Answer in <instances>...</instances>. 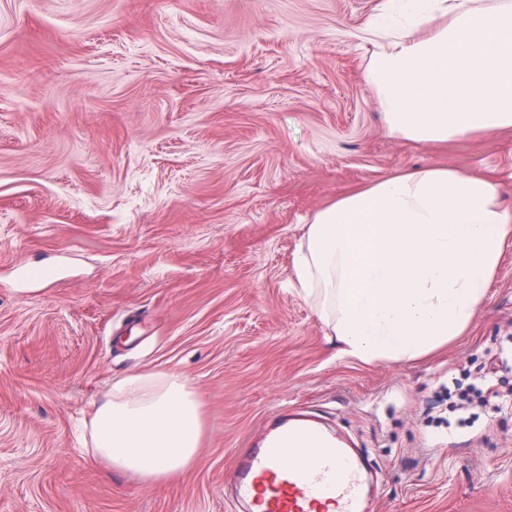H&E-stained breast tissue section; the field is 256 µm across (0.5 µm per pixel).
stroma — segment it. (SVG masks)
I'll return each mask as SVG.
<instances>
[{"instance_id":"1","label":"stroma","mask_w":512,"mask_h":512,"mask_svg":"<svg viewBox=\"0 0 512 512\" xmlns=\"http://www.w3.org/2000/svg\"><path fill=\"white\" fill-rule=\"evenodd\" d=\"M384 0H0V512H241L232 457L283 412L367 453L371 512H512V242L462 336L340 359L294 288L303 223L390 173L460 166L512 208V130L387 134L364 29ZM200 403L196 461L162 482L92 454L133 374ZM491 397L498 398L499 396L488 389L484 390L479 383L472 384L469 390L458 394V402L455 404L456 410L468 411L475 402H488Z\"/></svg>"}]
</instances>
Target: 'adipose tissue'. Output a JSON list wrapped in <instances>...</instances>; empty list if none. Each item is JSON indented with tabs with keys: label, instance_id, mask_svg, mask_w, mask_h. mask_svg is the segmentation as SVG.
I'll list each match as a JSON object with an SVG mask.
<instances>
[{
	"label": "adipose tissue",
	"instance_id": "adipose-tissue-1",
	"mask_svg": "<svg viewBox=\"0 0 512 512\" xmlns=\"http://www.w3.org/2000/svg\"><path fill=\"white\" fill-rule=\"evenodd\" d=\"M404 24L375 26L367 78L389 133L445 143L512 128V0H394ZM512 211L467 169L402 171L337 197L306 220L294 271L336 336V355L414 358L457 336L483 307ZM94 456L163 481L195 462L199 407L179 375H131L94 412Z\"/></svg>",
	"mask_w": 512,
	"mask_h": 512
}]
</instances>
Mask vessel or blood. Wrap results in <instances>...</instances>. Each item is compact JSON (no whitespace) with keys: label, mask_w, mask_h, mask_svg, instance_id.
Instances as JSON below:
<instances>
[{"label":"vessel or blood","mask_w":512,"mask_h":512,"mask_svg":"<svg viewBox=\"0 0 512 512\" xmlns=\"http://www.w3.org/2000/svg\"><path fill=\"white\" fill-rule=\"evenodd\" d=\"M230 479L250 512H364L368 494L363 456L290 419L236 453Z\"/></svg>","instance_id":"vessel-or-blood-1"}]
</instances>
